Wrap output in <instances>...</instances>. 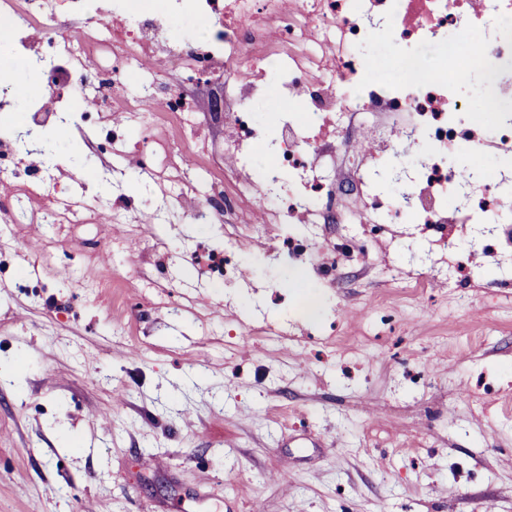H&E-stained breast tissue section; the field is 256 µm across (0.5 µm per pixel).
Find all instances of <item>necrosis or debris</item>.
Segmentation results:
<instances>
[{"instance_id": "obj_1", "label": "necrosis or debris", "mask_w": 512, "mask_h": 512, "mask_svg": "<svg viewBox=\"0 0 512 512\" xmlns=\"http://www.w3.org/2000/svg\"><path fill=\"white\" fill-rule=\"evenodd\" d=\"M187 17L176 36L164 10L138 17L113 12L112 0H0L12 62L81 86L98 117L89 152L101 154L107 140L121 157L135 145L139 178L163 185L147 202L113 187V220L149 205L167 224L180 209L193 224L236 227V246L252 239L249 209L270 224H426L454 269L462 244L440 225L483 226L489 252L512 234L503 201L512 195V0H188ZM450 31L438 78L416 86L377 77L358 51L387 43L408 74L422 67L409 51L445 43ZM475 73L499 103L482 118L458 101ZM200 81L223 89L224 141L207 163L189 165ZM272 84L304 117L281 123L270 147L254 105ZM114 112L125 113L124 125L111 124ZM326 113L336 118L330 141L314 133ZM164 125L175 138H157ZM403 149L416 162L402 191L378 192L376 173ZM469 150L493 154L499 170L449 164V154ZM5 153L0 180L12 189L0 198L1 224L101 222L98 203L68 193L39 206L40 174L8 168Z\"/></svg>"}]
</instances>
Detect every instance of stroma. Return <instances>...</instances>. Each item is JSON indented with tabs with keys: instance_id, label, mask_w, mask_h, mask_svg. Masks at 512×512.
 <instances>
[{
	"instance_id": "obj_1",
	"label": "stroma",
	"mask_w": 512,
	"mask_h": 512,
	"mask_svg": "<svg viewBox=\"0 0 512 512\" xmlns=\"http://www.w3.org/2000/svg\"><path fill=\"white\" fill-rule=\"evenodd\" d=\"M49 176L76 195L127 192L118 168L78 166L90 132L54 128ZM308 238L305 260L238 254V279L208 284L193 251L224 247L212 226L14 224L0 259V512H512V248L469 255L470 287L432 259L430 230L279 224ZM337 233L368 248L338 266ZM58 244L56 270L17 287L32 247ZM419 276L404 294L383 263ZM195 291L181 315L141 277ZM304 273L305 289L288 287ZM112 274L111 294L93 284ZM320 307L299 318L305 294ZM141 299L130 310L125 297ZM392 314L382 334L380 315ZM289 327L279 338L256 325ZM22 364H15V357Z\"/></svg>"
}]
</instances>
